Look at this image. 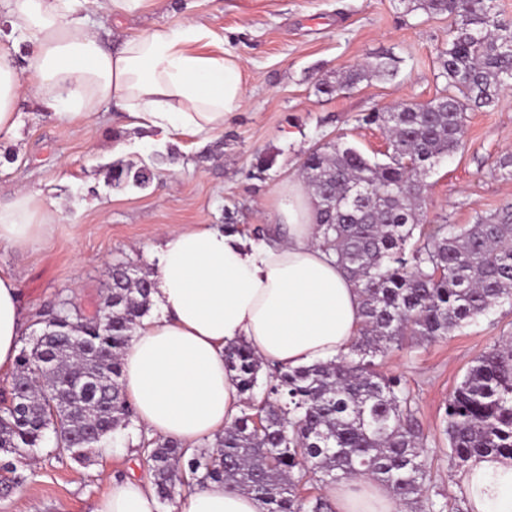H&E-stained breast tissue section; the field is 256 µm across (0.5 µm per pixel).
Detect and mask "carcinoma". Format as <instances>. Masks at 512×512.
<instances>
[{
    "mask_svg": "<svg viewBox=\"0 0 512 512\" xmlns=\"http://www.w3.org/2000/svg\"><path fill=\"white\" fill-rule=\"evenodd\" d=\"M417 2L454 19L448 47L437 55L448 93L364 117L386 133V162L338 139L308 150L300 165L319 245L360 288L358 336L332 361L270 368L262 383L247 344L225 347L224 367L244 406L224 433L190 454L176 441L140 433L138 451L161 502L178 486L222 481L253 496L263 512H333L308 485L369 475L415 512H445L447 503L425 492L427 448L416 402L375 359L512 307V204L472 224L423 228L424 177L463 146L466 112L495 106L512 86V20L500 17L496 0ZM394 72L391 58H379L334 84L320 83L319 91L331 95ZM156 177L145 165L112 172L122 188H145ZM111 279L93 316L59 307L18 355L10 401L0 408V452L33 454L50 431L56 447L83 463L116 429L134 425L120 355L150 310L151 282L130 261L112 265ZM445 421L453 466L488 455L512 462V336L474 358L448 397ZM304 454L314 468L301 467Z\"/></svg>",
    "mask_w": 512,
    "mask_h": 512,
    "instance_id": "cac0c4a2",
    "label": "carcinoma"
}]
</instances>
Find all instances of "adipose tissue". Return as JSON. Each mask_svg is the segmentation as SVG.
<instances>
[{
  "label": "adipose tissue",
  "mask_w": 512,
  "mask_h": 512,
  "mask_svg": "<svg viewBox=\"0 0 512 512\" xmlns=\"http://www.w3.org/2000/svg\"><path fill=\"white\" fill-rule=\"evenodd\" d=\"M83 0H0L13 34L0 41V136L17 128L29 96L62 123L88 122L104 105L149 130L156 148L179 136L206 139L245 103L242 65L205 21L158 24L109 44ZM27 44L25 67L13 55ZM287 228L277 244L206 224L161 233L150 257L153 313L122 352V388L148 434L187 449L214 440L241 413L243 396L224 368L226 345L244 341L285 370L346 353L361 317L358 288L318 242L305 183L284 182L275 210ZM39 192L0 198V243L42 248L61 220ZM23 326L20 290L0 275V370L14 368ZM473 512H512V464L484 457L453 486ZM335 512H398L391 491L353 478L325 490ZM93 512H159L142 481L112 483ZM173 512H262L251 495L221 482L179 500Z\"/></svg>",
  "instance_id": "ef3b65f1"
}]
</instances>
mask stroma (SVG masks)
I'll list each match as a JSON object with an SVG mask.
<instances>
[{"mask_svg": "<svg viewBox=\"0 0 512 512\" xmlns=\"http://www.w3.org/2000/svg\"><path fill=\"white\" fill-rule=\"evenodd\" d=\"M192 13L223 33L224 49L241 60L245 79V104L207 141L180 137L159 151L148 131L123 128L111 113L73 126L57 122L32 98L18 102L17 133L0 140V196L34 189L63 206L40 250L0 243V272L20 288L21 345H28L40 314L62 301L94 312L108 292L113 263L147 266L162 232L223 226L229 209L242 234L257 226L276 233L280 185L296 176L305 152L339 138L383 160L386 134L364 116L431 100L446 88L436 56L448 43L451 21L412 9L409 0H158L120 28L178 24ZM385 55L396 61L394 77L373 75L350 90L319 92L321 82ZM134 138L144 143L141 164L157 168L160 179L144 189L115 188L112 167L125 159L115 146ZM260 153L275 158L261 175L255 172ZM510 153L512 88L502 91L497 106L467 112L463 148L426 179L429 220L471 224L512 203V180L495 170ZM510 335L512 309L506 307L451 336L390 350L381 362V371L403 376L416 398L428 449L427 493L451 506L459 497L452 490L457 472L448 462L445 404L472 360ZM138 437V429L119 430L83 464L46 439L19 465L21 484L0 492V512H92L112 476L145 478Z\"/></svg>", "mask_w": 512, "mask_h": 512, "instance_id": "35a3bbf8", "label": "stroma"}]
</instances>
